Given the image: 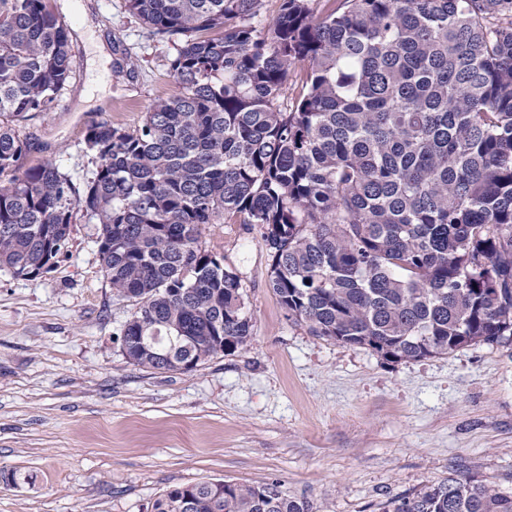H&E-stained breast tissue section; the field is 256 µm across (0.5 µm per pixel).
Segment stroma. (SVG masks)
<instances>
[{
  "label": "stroma",
  "mask_w": 512,
  "mask_h": 512,
  "mask_svg": "<svg viewBox=\"0 0 512 512\" xmlns=\"http://www.w3.org/2000/svg\"><path fill=\"white\" fill-rule=\"evenodd\" d=\"M51 0L73 69L52 112L20 123L26 166L53 161L91 179L90 124L138 128L172 94L173 45L125 0ZM110 41L93 67L81 33ZM138 61L123 68L126 58ZM99 224L77 212L50 272L0 270V512H152L169 487L280 481L313 512H380L388 499L456 476L512 496V341L392 362L310 335L266 286L268 250L247 224L202 241L240 277L254 325L246 346L196 370L155 371L121 352L135 310L102 270Z\"/></svg>",
  "instance_id": "1"
}]
</instances>
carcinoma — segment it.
I'll list each match as a JSON object with an SVG mask.
<instances>
[{
  "mask_svg": "<svg viewBox=\"0 0 512 512\" xmlns=\"http://www.w3.org/2000/svg\"><path fill=\"white\" fill-rule=\"evenodd\" d=\"M173 41L176 91L142 125L87 128L77 184L26 168L14 125L70 77L49 0H0V268L36 277L66 253L75 212L101 225L102 269L136 302L122 354L192 372L254 335L239 275L207 224L259 229L289 321L390 361L512 336V0H126ZM305 68L292 105L288 73ZM310 512L274 480L173 486L153 512ZM382 512H512L449 478Z\"/></svg>",
  "mask_w": 512,
  "mask_h": 512,
  "instance_id": "obj_1",
  "label": "carcinoma"
}]
</instances>
